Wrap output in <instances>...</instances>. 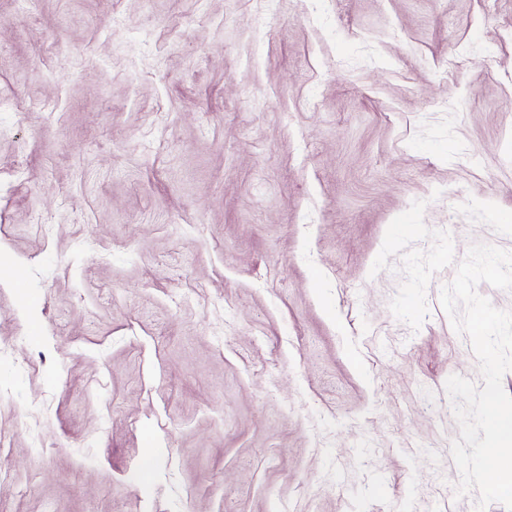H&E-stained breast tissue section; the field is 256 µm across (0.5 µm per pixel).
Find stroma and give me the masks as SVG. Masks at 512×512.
<instances>
[{
    "label": "stroma",
    "mask_w": 512,
    "mask_h": 512,
    "mask_svg": "<svg viewBox=\"0 0 512 512\" xmlns=\"http://www.w3.org/2000/svg\"><path fill=\"white\" fill-rule=\"evenodd\" d=\"M1 98L0 512H475L372 265L512 252V0H0Z\"/></svg>",
    "instance_id": "1"
}]
</instances>
